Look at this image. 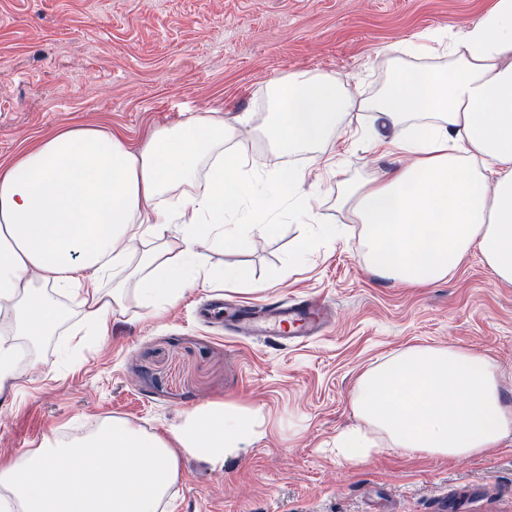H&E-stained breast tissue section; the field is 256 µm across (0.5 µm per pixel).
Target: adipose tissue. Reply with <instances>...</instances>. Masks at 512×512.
Here are the masks:
<instances>
[{"label": "adipose tissue", "mask_w": 512, "mask_h": 512, "mask_svg": "<svg viewBox=\"0 0 512 512\" xmlns=\"http://www.w3.org/2000/svg\"><path fill=\"white\" fill-rule=\"evenodd\" d=\"M265 109L271 151L320 166L354 113L380 119L370 140L398 166L339 196L380 276L425 286L476 250L497 280L512 283V0H488L459 28L399 44L371 97L335 76L297 71L267 83ZM252 131L250 114L229 126L219 113L196 112L133 146L76 124L0 164V323L33 349L65 323L69 303L96 336L128 298L154 309L199 282L248 284L247 268L207 267L200 243L243 244L273 232L284 213L313 224L293 261L335 239L299 192L300 170L260 168ZM171 222L179 231L169 241ZM351 406L361 424L335 448L349 463L388 449L469 457L512 437L495 369L460 348L396 352L359 378ZM263 421L250 407L206 403L164 434L117 418L85 435L51 433L0 462V512H160L181 454L223 468Z\"/></svg>", "instance_id": "ef3b65f1"}]
</instances>
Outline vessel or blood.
<instances>
[{
    "instance_id": "b4317fda",
    "label": "vessel or blood",
    "mask_w": 512,
    "mask_h": 512,
    "mask_svg": "<svg viewBox=\"0 0 512 512\" xmlns=\"http://www.w3.org/2000/svg\"><path fill=\"white\" fill-rule=\"evenodd\" d=\"M333 322L329 304L319 300L239 307L232 334L238 339L274 340L301 345L325 332Z\"/></svg>"
}]
</instances>
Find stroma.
Listing matches in <instances>:
<instances>
[{"mask_svg":"<svg viewBox=\"0 0 512 512\" xmlns=\"http://www.w3.org/2000/svg\"><path fill=\"white\" fill-rule=\"evenodd\" d=\"M482 0H0V162L73 123L101 126L126 142L194 112L262 124L267 81L293 71L335 75L373 94L383 51L415 34L458 26ZM361 113L324 147L335 178L307 156L300 190L318 220L336 227L294 269L286 264L309 226L281 220L241 247L200 246L204 263L250 267V288L190 287L173 305L128 300L102 335L71 352L70 314L37 349L41 366L0 382V461L45 435L116 417L162 432L205 403L260 409L253 443L216 470L190 455L162 512H512V438L467 459L388 450L366 463L336 458V437L358 425L357 380L409 346L480 352L512 406V284L479 253L448 279L394 283L365 262L361 227L337 203L344 183L395 161L370 151L356 130ZM230 295L250 302L319 297L335 311L321 337L301 346L225 337L197 317L201 302Z\"/></svg>","mask_w":512,"mask_h":512,"instance_id":"1","label":"stroma"}]
</instances>
